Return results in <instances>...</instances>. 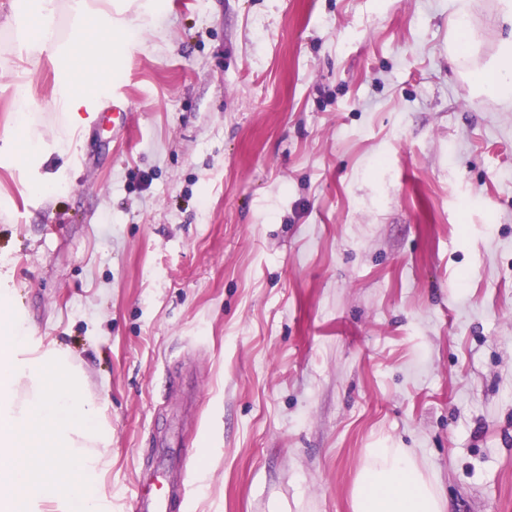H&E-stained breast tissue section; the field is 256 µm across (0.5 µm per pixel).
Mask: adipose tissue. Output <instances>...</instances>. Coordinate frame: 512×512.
Instances as JSON below:
<instances>
[{
  "mask_svg": "<svg viewBox=\"0 0 512 512\" xmlns=\"http://www.w3.org/2000/svg\"><path fill=\"white\" fill-rule=\"evenodd\" d=\"M449 6L453 21L448 47L452 59L459 62L480 44L482 34L470 22L469 0H449ZM62 7L72 20L65 40L54 23ZM9 9L15 31L31 58L51 49L63 59L78 60L72 79L65 82L53 104L66 115L70 129L84 126L94 86L108 78V60L134 37L135 28L117 24L112 16V0H10ZM499 19L508 34L500 39L492 61L480 69L475 85L481 95L512 100V0H499ZM31 105L27 97L19 102L16 121L6 131L5 142L21 147L28 165L41 161L51 151L66 156L68 146L63 139L49 146L32 139L28 129ZM444 508L431 479L405 449H367L353 490V512H444Z\"/></svg>",
  "mask_w": 512,
  "mask_h": 512,
  "instance_id": "adipose-tissue-1",
  "label": "adipose tissue"
}]
</instances>
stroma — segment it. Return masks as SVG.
<instances>
[{
  "mask_svg": "<svg viewBox=\"0 0 512 512\" xmlns=\"http://www.w3.org/2000/svg\"><path fill=\"white\" fill-rule=\"evenodd\" d=\"M140 2L84 129L34 68L69 161L0 142V295L87 376L104 512L158 472L180 512H351L369 448L407 449L447 512H512V102L468 76L497 0L458 67L448 0ZM7 13L0 133L27 64Z\"/></svg>",
  "mask_w": 512,
  "mask_h": 512,
  "instance_id": "1",
  "label": "stroma"
}]
</instances>
